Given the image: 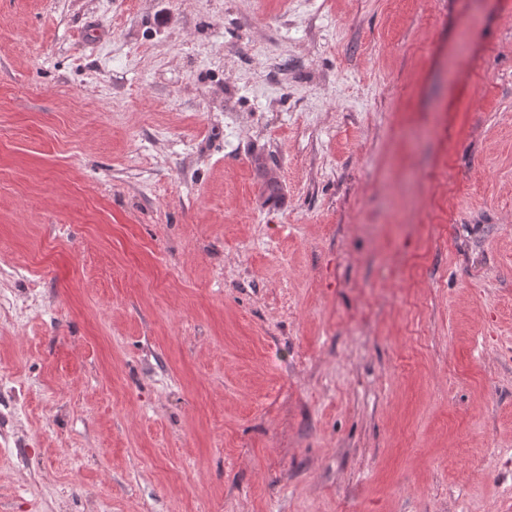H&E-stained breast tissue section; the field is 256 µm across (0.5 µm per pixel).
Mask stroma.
<instances>
[{
    "label": "stroma",
    "instance_id": "1",
    "mask_svg": "<svg viewBox=\"0 0 512 512\" xmlns=\"http://www.w3.org/2000/svg\"><path fill=\"white\" fill-rule=\"evenodd\" d=\"M0 366V512H512V0H0Z\"/></svg>",
    "mask_w": 512,
    "mask_h": 512
}]
</instances>
